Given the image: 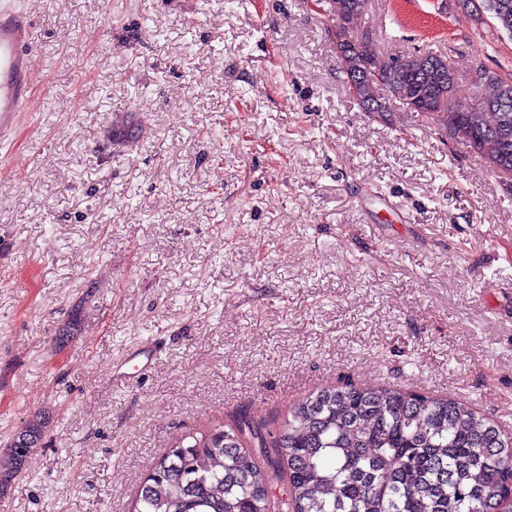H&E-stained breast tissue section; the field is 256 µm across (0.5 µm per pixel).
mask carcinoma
<instances>
[{
    "label": "carcinoma",
    "mask_w": 512,
    "mask_h": 512,
    "mask_svg": "<svg viewBox=\"0 0 512 512\" xmlns=\"http://www.w3.org/2000/svg\"><path fill=\"white\" fill-rule=\"evenodd\" d=\"M475 21L489 15L512 39V0H455ZM330 34L349 96L361 111H404L431 120L497 174H512V82L477 69L489 92L459 111L458 73L430 51L391 57L369 33H356L369 0H326ZM384 60L385 87L351 82L367 62ZM132 115L112 119L128 137ZM47 421L28 420L0 456V493L42 441ZM288 483H269L267 448ZM512 497V434L469 404L397 388H321L299 399L272 441L250 423L182 436L153 466L133 512H504Z\"/></svg>",
    "instance_id": "cac0c4a2"
}]
</instances>
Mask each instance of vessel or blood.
Segmentation results:
<instances>
[{
    "label": "vessel or blood",
    "instance_id": "b4317fda",
    "mask_svg": "<svg viewBox=\"0 0 512 512\" xmlns=\"http://www.w3.org/2000/svg\"><path fill=\"white\" fill-rule=\"evenodd\" d=\"M31 21L20 10H0V132L11 130L28 105L34 77L30 66Z\"/></svg>",
    "mask_w": 512,
    "mask_h": 512
}]
</instances>
